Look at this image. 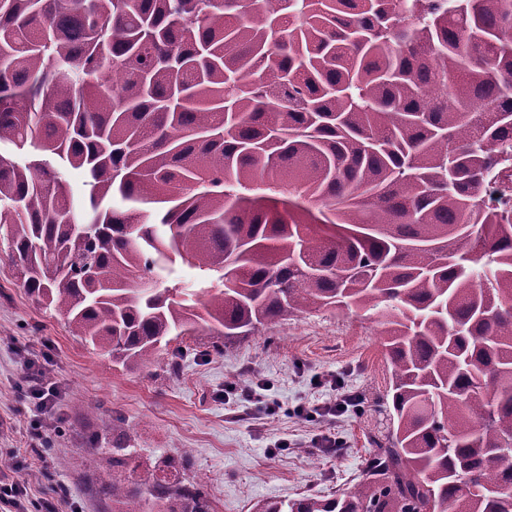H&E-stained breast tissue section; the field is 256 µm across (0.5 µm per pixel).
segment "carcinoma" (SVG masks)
<instances>
[{
    "mask_svg": "<svg viewBox=\"0 0 512 512\" xmlns=\"http://www.w3.org/2000/svg\"><path fill=\"white\" fill-rule=\"evenodd\" d=\"M0 241L123 367L377 316L366 477L258 512H512V0H0ZM109 430L112 512H211Z\"/></svg>",
    "mask_w": 512,
    "mask_h": 512,
    "instance_id": "cac0c4a2",
    "label": "carcinoma"
}]
</instances>
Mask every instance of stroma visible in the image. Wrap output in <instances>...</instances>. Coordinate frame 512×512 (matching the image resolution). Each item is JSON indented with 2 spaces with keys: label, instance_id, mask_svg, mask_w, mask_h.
<instances>
[{
  "label": "stroma",
  "instance_id": "1",
  "mask_svg": "<svg viewBox=\"0 0 512 512\" xmlns=\"http://www.w3.org/2000/svg\"><path fill=\"white\" fill-rule=\"evenodd\" d=\"M376 317L354 311H308L228 343L182 336L187 356L178 373L164 361L113 366L85 345L53 311L21 288L8 259H0V471H15L42 512H104L90 457L107 459L108 427L124 420L143 456L192 451L189 472L202 480L211 512H256L266 500L328 497L351 488L366 471L391 366ZM45 372L61 398L51 412L59 431L50 452L33 437L36 412L24 398L26 379ZM263 383L275 414L245 400L246 385ZM343 391L365 394L336 418L315 409ZM92 405L97 415L79 418ZM99 435L96 451L86 434ZM338 446L322 447L324 438Z\"/></svg>",
  "mask_w": 512,
  "mask_h": 512
}]
</instances>
